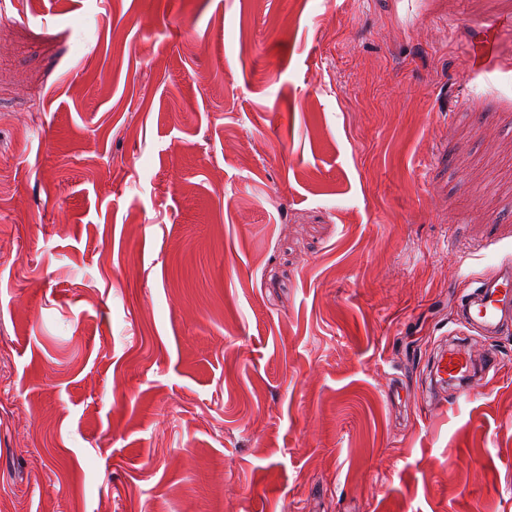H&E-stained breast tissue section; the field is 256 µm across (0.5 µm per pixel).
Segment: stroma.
Wrapping results in <instances>:
<instances>
[{
  "instance_id": "stroma-1",
  "label": "stroma",
  "mask_w": 512,
  "mask_h": 512,
  "mask_svg": "<svg viewBox=\"0 0 512 512\" xmlns=\"http://www.w3.org/2000/svg\"><path fill=\"white\" fill-rule=\"evenodd\" d=\"M509 261L512 0H0V512H512ZM461 306L464 319L483 331L496 334L508 329L512 325L511 263L479 282ZM430 376L435 387H446L449 381L455 386L458 396L470 393L473 378L469 362L460 351L442 349L432 360Z\"/></svg>"
}]
</instances>
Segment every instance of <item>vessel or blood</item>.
Segmentation results:
<instances>
[{"instance_id": "vessel-or-blood-1", "label": "vessel or blood", "mask_w": 512, "mask_h": 512, "mask_svg": "<svg viewBox=\"0 0 512 512\" xmlns=\"http://www.w3.org/2000/svg\"><path fill=\"white\" fill-rule=\"evenodd\" d=\"M465 320L491 333L512 327V265L504 264L479 283L462 303ZM433 386L454 385L457 395H469L472 378L467 359L457 350H441L430 368Z\"/></svg>"}]
</instances>
